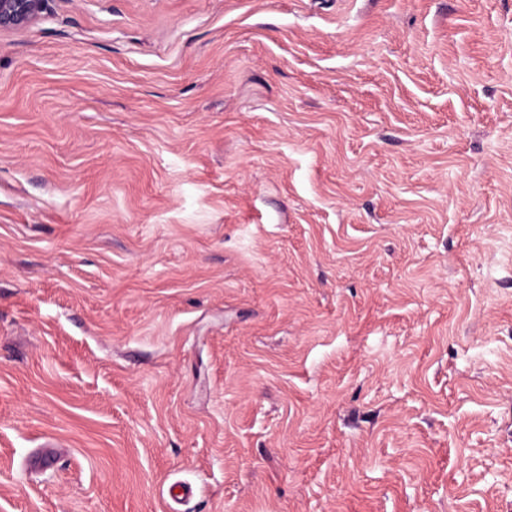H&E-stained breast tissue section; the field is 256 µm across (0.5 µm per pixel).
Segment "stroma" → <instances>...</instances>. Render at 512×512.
<instances>
[{
  "label": "stroma",
  "instance_id": "stroma-1",
  "mask_svg": "<svg viewBox=\"0 0 512 512\" xmlns=\"http://www.w3.org/2000/svg\"><path fill=\"white\" fill-rule=\"evenodd\" d=\"M0 512H512V0L1 30Z\"/></svg>",
  "mask_w": 512,
  "mask_h": 512
}]
</instances>
